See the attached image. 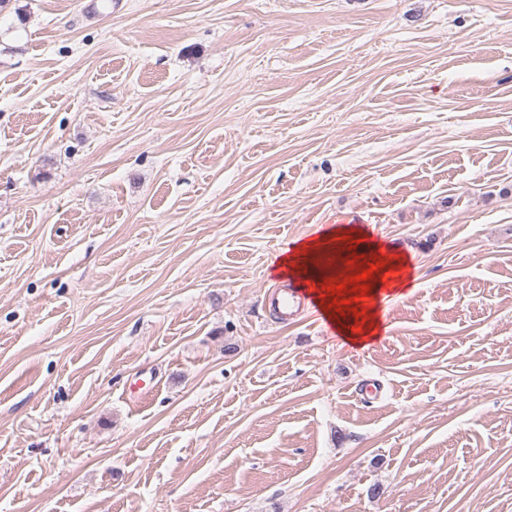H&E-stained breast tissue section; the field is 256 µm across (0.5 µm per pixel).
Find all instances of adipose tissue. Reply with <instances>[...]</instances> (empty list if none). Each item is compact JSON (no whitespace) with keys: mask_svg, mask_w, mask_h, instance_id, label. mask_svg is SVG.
I'll list each match as a JSON object with an SVG mask.
<instances>
[{"mask_svg":"<svg viewBox=\"0 0 512 512\" xmlns=\"http://www.w3.org/2000/svg\"><path fill=\"white\" fill-rule=\"evenodd\" d=\"M344 244L351 250L365 251L373 260L379 261L381 267L374 271L367 294L355 301V313L342 315L332 309L330 292L318 290L317 285L322 280L335 279L339 274L346 277L360 274L362 264L346 266L342 273L338 274L331 269L307 268L305 262L308 258ZM410 266L407 254L383 249L382 245L372 241L361 227L343 225L330 228L319 233L317 237L300 241L284 249L274 270L277 277L291 279L309 288L314 302L337 333L349 343L364 347L379 338L382 330L380 304L387 301L390 296L401 294L405 289L410 278Z\"/></svg>","mask_w":512,"mask_h":512,"instance_id":"adipose-tissue-1","label":"adipose tissue"}]
</instances>
